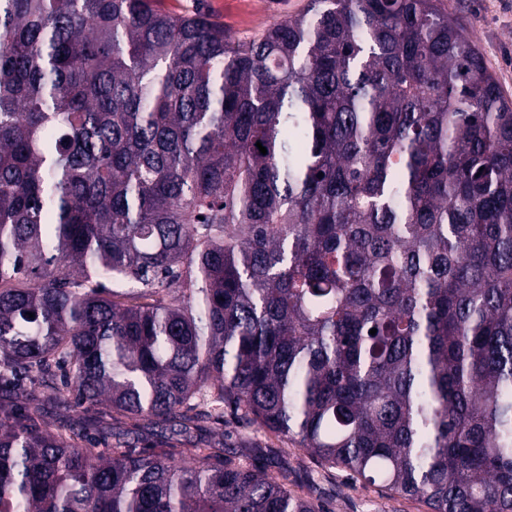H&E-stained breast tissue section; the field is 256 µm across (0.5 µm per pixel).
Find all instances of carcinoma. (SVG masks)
<instances>
[{"instance_id": "carcinoma-1", "label": "carcinoma", "mask_w": 512, "mask_h": 512, "mask_svg": "<svg viewBox=\"0 0 512 512\" xmlns=\"http://www.w3.org/2000/svg\"><path fill=\"white\" fill-rule=\"evenodd\" d=\"M157 2L0 0V512H324L203 438L221 405L512 512V101L474 36L444 0L248 40Z\"/></svg>"}]
</instances>
